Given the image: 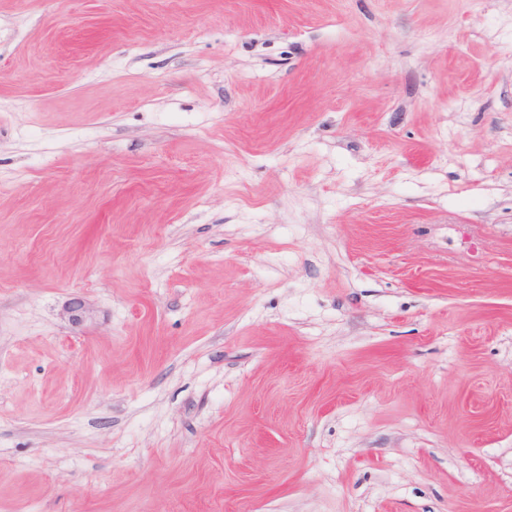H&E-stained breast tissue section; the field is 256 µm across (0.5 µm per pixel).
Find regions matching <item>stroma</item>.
Listing matches in <instances>:
<instances>
[{
    "label": "stroma",
    "mask_w": 512,
    "mask_h": 512,
    "mask_svg": "<svg viewBox=\"0 0 512 512\" xmlns=\"http://www.w3.org/2000/svg\"><path fill=\"white\" fill-rule=\"evenodd\" d=\"M0 512H512V0H0Z\"/></svg>",
    "instance_id": "35a3bbf8"
}]
</instances>
